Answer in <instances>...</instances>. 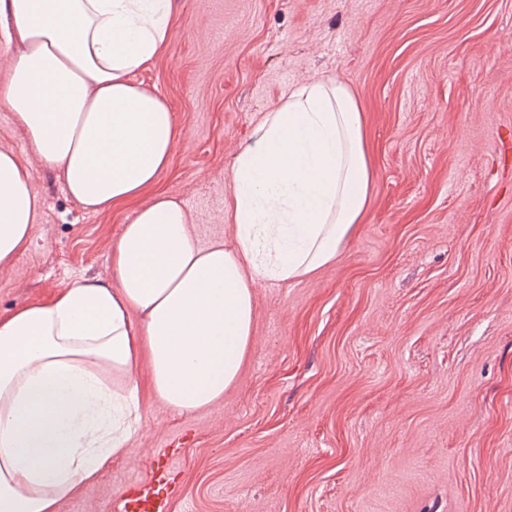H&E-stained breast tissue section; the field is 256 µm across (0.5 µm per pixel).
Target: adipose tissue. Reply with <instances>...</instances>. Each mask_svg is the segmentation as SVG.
Masks as SVG:
<instances>
[{
	"mask_svg": "<svg viewBox=\"0 0 512 512\" xmlns=\"http://www.w3.org/2000/svg\"><path fill=\"white\" fill-rule=\"evenodd\" d=\"M0 17L19 48L0 103L41 164L88 213L137 205L108 280L0 316V512H57L127 455L141 376L174 411L222 400L251 342L255 284L332 263L366 211L371 169L349 87L295 88L234 158L232 247L199 246L175 198L137 203L176 139L169 106L137 78L169 40L171 0H0ZM32 178L0 151L1 267L37 221Z\"/></svg>",
	"mask_w": 512,
	"mask_h": 512,
	"instance_id": "obj_1",
	"label": "adipose tissue"
}]
</instances>
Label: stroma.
<instances>
[{"label": "stroma", "instance_id": "35a3bbf8", "mask_svg": "<svg viewBox=\"0 0 512 512\" xmlns=\"http://www.w3.org/2000/svg\"><path fill=\"white\" fill-rule=\"evenodd\" d=\"M142 72L178 131L163 191L200 245H232V163L294 88L343 81L365 121L369 204L335 261L258 282L236 383L176 412L148 384L127 457L60 501L109 512L160 457L171 512H512V0H172ZM34 168L30 242L0 315L106 278L132 209L90 214L0 104Z\"/></svg>", "mask_w": 512, "mask_h": 512}]
</instances>
